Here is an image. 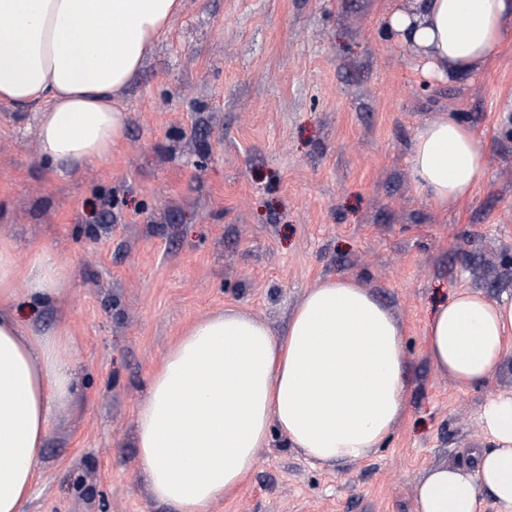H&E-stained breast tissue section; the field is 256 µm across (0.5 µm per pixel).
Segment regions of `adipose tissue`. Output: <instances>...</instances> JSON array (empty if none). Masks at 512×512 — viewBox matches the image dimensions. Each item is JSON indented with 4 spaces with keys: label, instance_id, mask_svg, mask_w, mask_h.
<instances>
[{
    "label": "adipose tissue",
    "instance_id": "obj_1",
    "mask_svg": "<svg viewBox=\"0 0 512 512\" xmlns=\"http://www.w3.org/2000/svg\"><path fill=\"white\" fill-rule=\"evenodd\" d=\"M182 0H0V103L38 104L41 155L55 175L107 163L125 142L116 101ZM431 79L477 74L512 39V0H397L382 19ZM484 139L441 116L415 133L419 194L460 206L488 177ZM65 261L0 244V512H24L54 410L74 405L77 350L7 311L19 296L66 309ZM404 331L360 280L326 277L288 318L283 337L227 309L191 323L149 374L135 415L143 472L157 500L204 512L258 464L272 432L306 460L339 465L381 446L404 415L411 382ZM425 343L457 385L492 377L512 354V301L457 290L434 309ZM495 448L470 468L437 466L417 488L418 512H512V397L480 413Z\"/></svg>",
    "mask_w": 512,
    "mask_h": 512
}]
</instances>
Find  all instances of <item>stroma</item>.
Returning <instances> with one entry per match:
<instances>
[{"instance_id": "1", "label": "stroma", "mask_w": 512, "mask_h": 512, "mask_svg": "<svg viewBox=\"0 0 512 512\" xmlns=\"http://www.w3.org/2000/svg\"><path fill=\"white\" fill-rule=\"evenodd\" d=\"M393 0H183L122 95L126 141L51 174L35 109L0 104V238L67 261L78 411L56 414L25 512H177L135 443L147 376L194 320L236 309L283 333L319 279L363 281L404 328L411 388L381 448L313 466L272 433L207 512H417L437 464L490 449L479 412L512 395V356L461 387L431 362L432 309L457 289L512 296V44L478 75L424 78L389 40ZM461 115L488 178L459 208L415 189L419 126Z\"/></svg>"}]
</instances>
